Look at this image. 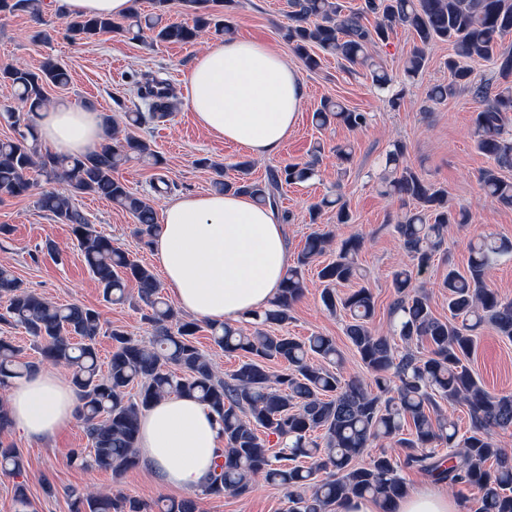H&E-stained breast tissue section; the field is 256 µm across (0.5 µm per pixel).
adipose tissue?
<instances>
[{
    "label": "adipose tissue",
    "mask_w": 512,
    "mask_h": 512,
    "mask_svg": "<svg viewBox=\"0 0 512 512\" xmlns=\"http://www.w3.org/2000/svg\"><path fill=\"white\" fill-rule=\"evenodd\" d=\"M183 82L186 103L199 125L256 157L281 148L304 97L298 71L279 53L238 37L209 42ZM37 131L42 141L69 155L98 148L108 139L101 112L69 103L40 113ZM151 250L180 310L230 324L266 308L289 266L277 211L232 192L167 202ZM79 404L73 385L40 367L8 390L11 425L32 441L48 440L69 425ZM222 442L214 415L192 397H164L139 420V457L168 488L203 490L215 472ZM392 510L460 512L457 500L435 485L406 493Z\"/></svg>",
    "instance_id": "1"
}]
</instances>
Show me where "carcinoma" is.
Returning <instances> with one entry per match:
<instances>
[{"label":"carcinoma","mask_w":512,"mask_h":512,"mask_svg":"<svg viewBox=\"0 0 512 512\" xmlns=\"http://www.w3.org/2000/svg\"><path fill=\"white\" fill-rule=\"evenodd\" d=\"M235 2L179 0L191 21L175 22L168 19L173 0H154L151 14L133 11L121 21L70 18L64 33L77 42L112 32L140 40L149 31L154 41L186 44L202 38L211 27L229 33L230 25L216 20L213 8H231ZM289 7L290 23L283 38L306 68H318L323 54L332 56L351 72L368 73L381 89L392 79L375 47L387 42L395 27L403 26L413 35L405 60L409 77L425 68L436 43L452 45L446 62L450 80L431 87L426 100L437 105L461 89L472 93L478 103L473 116L476 147L493 161L479 174L481 193L512 206V179L501 175L503 169L512 170V137L506 130L512 113V45L503 44L512 34V0H364L356 11L342 0H289ZM17 11L41 23L44 0H0L1 14ZM483 63L495 69L497 86L478 78L477 66ZM0 81L15 89L21 108H0V117L14 131L0 139V197L26 196L40 180L62 184L60 190L40 193L39 208L70 225L84 263L107 301L123 303L130 298L127 283L138 286L144 319L153 327L147 343L111 330L112 351L103 372L97 348L103 331L99 312L50 302L24 287L10 268L0 266V298L6 302L0 321L26 330L40 362L73 369L71 381L80 394L77 417L88 443V448L72 451L73 462L115 475L136 466L142 412L166 395L184 394L213 412L224 435L221 462L203 489L206 496L242 497L262 480L294 490L288 512H335L351 497H370L391 512L389 506L407 491L400 476L405 468L423 472L460 495L478 489L477 512H512V452L494 439L496 431L512 429V394L490 392L469 366L482 326L490 325L512 340V301L503 300L486 280L493 262L512 257V242L491 235L470 242L467 271L450 267L441 283L448 290L449 316H436L429 294L416 281L433 266L448 225L471 223V213L453 205L447 189L426 181L408 163L406 143H392L377 177L383 195H396L410 204L395 225L410 264L392 275L390 335H379L370 326L376 309L371 288L338 292V287L361 278L356 257L365 243L362 235L341 240L335 259L318 271L324 284L322 303L331 312L349 316L345 334L372 375L373 386L356 377L343 379L334 371L343 355L333 337L299 339L264 331L271 324L288 323L293 306L304 296L308 267L333 240L331 233L318 231L306 237L278 296L246 320L254 332L207 323L214 344L243 357L236 370L222 376L197 345L201 326L181 318L161 296L154 272L99 233L72 203L80 194L112 202L132 216L140 241L151 244L155 209L115 173L135 159L158 172L153 178L157 193L171 191L169 180L159 174L163 157L136 134L141 126L171 116L169 99L154 98V88L166 85V80L151 76L136 82L138 94L151 101L150 111L105 116L109 142L75 157L42 150L35 125L25 117L47 107L48 86L68 84L67 70L47 58L35 70L1 67ZM313 119L321 127L339 124L351 131L368 124L366 113L331 100L323 101ZM317 163L315 158L287 164L262 182L252 178L250 162L240 161L234 165V179L224 180L218 170L212 187L248 194L257 203L274 207L280 188L314 178ZM326 210L335 212L338 224L353 219L339 194L314 204L311 222L317 223ZM270 363L281 369L269 371ZM36 366L24 359L11 338L0 336L1 390ZM446 403L467 408L470 428L465 434H460L454 415L444 410ZM378 442L402 449V461L381 450L359 464L358 458ZM303 458L312 460L311 466H302ZM0 470L19 479L14 486L17 512H28L31 501L22 480L26 469L21 451L0 443ZM68 498L71 512H146L144 504L122 493L71 489Z\"/></svg>","instance_id":"cac0c4a2"}]
</instances>
